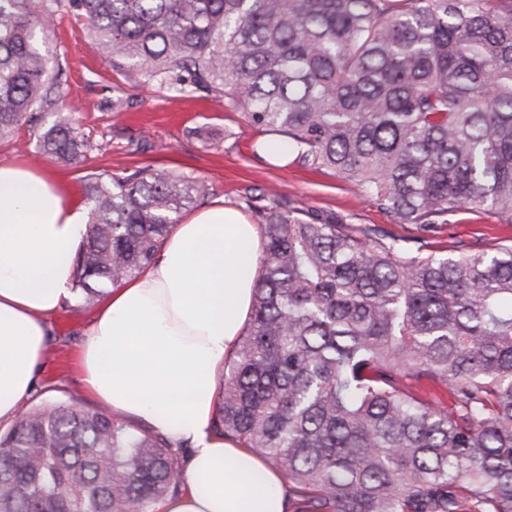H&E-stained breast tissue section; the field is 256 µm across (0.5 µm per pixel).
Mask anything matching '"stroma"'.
<instances>
[{
    "instance_id": "obj_1",
    "label": "stroma",
    "mask_w": 512,
    "mask_h": 512,
    "mask_svg": "<svg viewBox=\"0 0 512 512\" xmlns=\"http://www.w3.org/2000/svg\"><path fill=\"white\" fill-rule=\"evenodd\" d=\"M83 24V18L67 9L57 12L44 50L62 65L66 104L35 112L33 122L1 139L0 163L22 162L48 171L78 200L85 196L84 177L89 173L148 166L206 179L214 200L241 212L246 209L245 196L271 190L297 207L333 215L348 224L392 228L391 218L369 197L331 172L294 163L274 166L262 160L257 146L263 134L244 114L226 111L222 99L196 94L178 97L126 83L84 34ZM117 98L123 103L118 113L112 110ZM64 115L92 144L78 166L38 152L39 134ZM444 234L464 240L512 237V228L500 224L489 208L473 205L450 216ZM98 307V301L76 299L53 317L50 348L40 367L32 404L65 401L95 407V400L82 387L75 359Z\"/></svg>"
}]
</instances>
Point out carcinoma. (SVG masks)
<instances>
[{
	"label": "carcinoma",
	"mask_w": 512,
	"mask_h": 512,
	"mask_svg": "<svg viewBox=\"0 0 512 512\" xmlns=\"http://www.w3.org/2000/svg\"><path fill=\"white\" fill-rule=\"evenodd\" d=\"M61 7L126 82L224 99L414 231L247 197L265 243L214 432L271 461L296 512H512V238L436 241L468 205L512 226V0H0V139L63 99L42 51ZM38 143L66 164L89 147L67 122ZM210 194L164 169L87 175L83 299ZM178 492L172 445L108 409L29 407L0 434V512Z\"/></svg>",
	"instance_id": "obj_1"
}]
</instances>
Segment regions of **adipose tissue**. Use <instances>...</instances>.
<instances>
[{
  "instance_id": "obj_1",
  "label": "adipose tissue",
  "mask_w": 512,
  "mask_h": 512,
  "mask_svg": "<svg viewBox=\"0 0 512 512\" xmlns=\"http://www.w3.org/2000/svg\"><path fill=\"white\" fill-rule=\"evenodd\" d=\"M89 210L44 171L0 164V429L35 391L51 319L73 300ZM259 225L216 204L176 224L153 264L110 289L86 332V392L187 447L161 512H288L282 476L213 432L219 383L251 315Z\"/></svg>"
}]
</instances>
